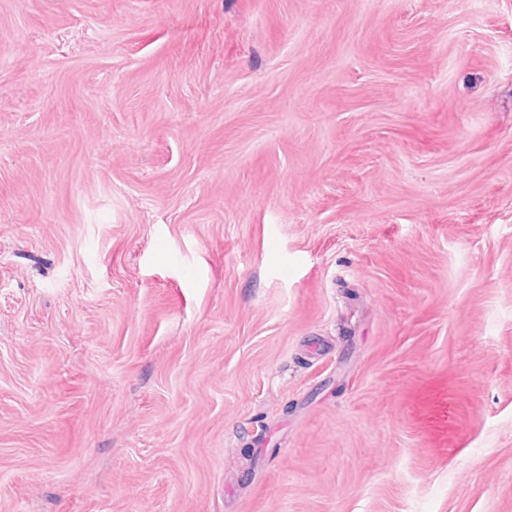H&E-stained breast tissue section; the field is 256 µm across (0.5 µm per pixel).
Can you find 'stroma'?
<instances>
[{"instance_id":"35a3bbf8","label":"stroma","mask_w":512,"mask_h":512,"mask_svg":"<svg viewBox=\"0 0 512 512\" xmlns=\"http://www.w3.org/2000/svg\"><path fill=\"white\" fill-rule=\"evenodd\" d=\"M0 512H512V0H0Z\"/></svg>"}]
</instances>
